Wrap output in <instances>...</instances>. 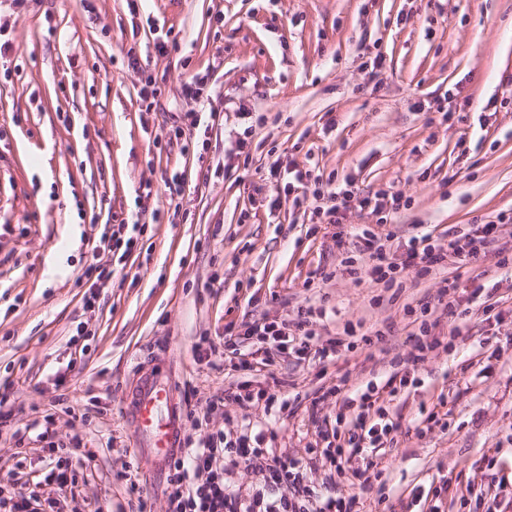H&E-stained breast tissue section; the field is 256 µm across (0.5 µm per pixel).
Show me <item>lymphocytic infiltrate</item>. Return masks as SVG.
<instances>
[{
  "instance_id": "1",
  "label": "lymphocytic infiltrate",
  "mask_w": 512,
  "mask_h": 512,
  "mask_svg": "<svg viewBox=\"0 0 512 512\" xmlns=\"http://www.w3.org/2000/svg\"><path fill=\"white\" fill-rule=\"evenodd\" d=\"M288 187L295 193L294 204H311L312 223L335 226L332 238L336 247H344L347 238L357 240L359 257L342 258L341 266L350 274H365L371 282L388 290L402 288V274L410 269L417 276L426 277L440 271L451 257L462 265L477 262L488 246L498 242L502 226L512 222V216L502 212L496 220L473 225L466 231L452 228L444 236L421 233L412 236L399 253L394 248L393 233L382 232L381 227L393 223L402 207L401 194L390 195L381 189L374 196H364L358 188H342L336 186L334 178L326 179L312 170L298 168L294 169ZM354 208L371 209L376 217L375 226L342 228L346 212ZM134 244L127 222H119L110 236L101 238L99 245L92 248L91 261L81 275L82 280L90 288H101L111 279L116 266L122 265L121 250L132 249ZM469 283L463 298L458 295V281H444L440 288L438 303L451 320L449 336L460 335L473 310H481L486 316L494 310L485 301L481 276L470 278ZM245 333L256 337L263 352L259 363L241 360L240 370L251 372L256 365H272L275 357L290 349L303 358L335 359L346 338L356 336L357 330L352 322H345L341 337L325 345L314 342V333L303 319L296 322L287 318L262 319L247 324ZM409 382V375L404 374L389 377L385 385L370 382L364 389L351 392L336 386L335 391L341 396V411L336 415L333 442L316 449V456L325 458L336 474L342 475L367 449L384 447L397 428L388 417L385 402ZM265 439V432L243 430L233 438L220 432L187 443L180 455L168 462L165 489L168 512H304L303 504L308 500L314 501V512H353L355 496L316 495L308 483L306 464L265 447ZM238 466L262 474L265 483L277 489V496H250L233 488L224 475Z\"/></svg>"
}]
</instances>
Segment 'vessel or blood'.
I'll return each mask as SVG.
<instances>
[{"instance_id": "vessel-or-blood-1", "label": "vessel or blood", "mask_w": 512, "mask_h": 512, "mask_svg": "<svg viewBox=\"0 0 512 512\" xmlns=\"http://www.w3.org/2000/svg\"><path fill=\"white\" fill-rule=\"evenodd\" d=\"M128 419L137 445L154 469H161L177 454L183 433L170 372L149 370L143 374L129 403Z\"/></svg>"}]
</instances>
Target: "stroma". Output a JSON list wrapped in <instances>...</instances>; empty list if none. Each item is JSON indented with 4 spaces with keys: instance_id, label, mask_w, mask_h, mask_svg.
Listing matches in <instances>:
<instances>
[{
    "instance_id": "obj_1",
    "label": "stroma",
    "mask_w": 512,
    "mask_h": 512,
    "mask_svg": "<svg viewBox=\"0 0 512 512\" xmlns=\"http://www.w3.org/2000/svg\"><path fill=\"white\" fill-rule=\"evenodd\" d=\"M169 31L178 46L159 52ZM0 38L13 45L0 56V480L61 512H167L166 474L124 413L144 367H172L184 437L269 428L300 460L339 411L329 388L405 370L411 314L436 305L440 278L406 275L390 299L355 281L333 226L286 199L288 169L402 192L411 205L390 226L401 244L512 212V0H0ZM195 75L200 95L185 96ZM146 85L157 106L142 102ZM201 108L218 114L209 148L183 153L175 128ZM272 166L279 180L261 182ZM172 171L184 175L177 192L163 182ZM176 208L175 221H154ZM111 216L141 232L88 306L77 279ZM500 259L489 248L473 270L501 323L474 313L429 353L389 405L397 444L371 455L365 485L321 465L309 475L317 492L356 495L357 512L433 501L449 512L455 500L472 512L485 492L512 512V273ZM311 306L327 311L319 341L348 321L385 337L323 363L281 355L254 379L297 396L293 414L229 402L197 429L189 411L236 386L241 355L257 349L244 336L238 353L225 350V326ZM431 412L440 422L429 428ZM75 434L93 459L74 491L43 484L50 449ZM131 468L134 487L121 478Z\"/></svg>"
}]
</instances>
